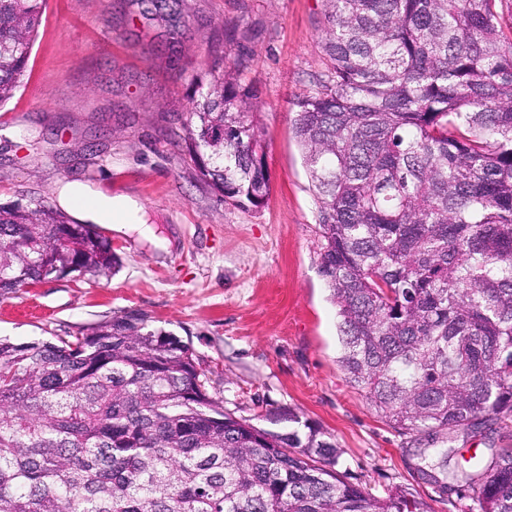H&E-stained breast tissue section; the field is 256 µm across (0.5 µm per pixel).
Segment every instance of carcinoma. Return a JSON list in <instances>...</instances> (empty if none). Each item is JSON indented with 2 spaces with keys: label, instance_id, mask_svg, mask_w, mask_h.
I'll return each instance as SVG.
<instances>
[{
  "label": "carcinoma",
  "instance_id": "cac0c4a2",
  "mask_svg": "<svg viewBox=\"0 0 512 512\" xmlns=\"http://www.w3.org/2000/svg\"><path fill=\"white\" fill-rule=\"evenodd\" d=\"M44 0H0V105L26 72ZM141 16L185 35L181 0ZM512 0H329L330 75L294 132L319 202L318 272L339 366L400 433L512 422ZM193 101L187 152L224 200L270 192L239 83ZM112 244L51 204L0 206V294L51 273L98 276ZM267 425L209 396L192 348L139 311L56 342L0 338V512H427L343 479L341 452L293 411ZM421 478L512 512V448Z\"/></svg>",
  "mask_w": 512,
  "mask_h": 512
}]
</instances>
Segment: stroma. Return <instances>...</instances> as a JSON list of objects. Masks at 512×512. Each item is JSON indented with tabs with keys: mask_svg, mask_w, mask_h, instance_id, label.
<instances>
[{
	"mask_svg": "<svg viewBox=\"0 0 512 512\" xmlns=\"http://www.w3.org/2000/svg\"><path fill=\"white\" fill-rule=\"evenodd\" d=\"M185 7L203 27L171 54L169 27L144 20L139 0H45L24 82L0 107V204H54L78 182L138 199L155 238L99 225L115 272L0 295V336L54 342L142 311L192 347L209 395L236 416L294 410L341 449L346 481L376 496L400 485L428 512H458L456 493L419 477L441 440L395 431L337 362L319 204L293 133L298 101L328 75L327 0ZM241 58L271 182L259 209L200 181L184 142L199 85Z\"/></svg>",
	"mask_w": 512,
	"mask_h": 512,
	"instance_id": "obj_1",
	"label": "stroma"
}]
</instances>
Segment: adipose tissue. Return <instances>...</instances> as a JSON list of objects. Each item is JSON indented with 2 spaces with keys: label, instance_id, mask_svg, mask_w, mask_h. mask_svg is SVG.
<instances>
[{
  "label": "adipose tissue",
  "instance_id": "adipose-tissue-1",
  "mask_svg": "<svg viewBox=\"0 0 512 512\" xmlns=\"http://www.w3.org/2000/svg\"><path fill=\"white\" fill-rule=\"evenodd\" d=\"M62 206H80L92 214L100 223L112 226L118 233L139 232L143 237H152L151 227L143 219L142 204L129 196L110 197L79 183H67L58 191Z\"/></svg>",
  "mask_w": 512,
  "mask_h": 512
}]
</instances>
